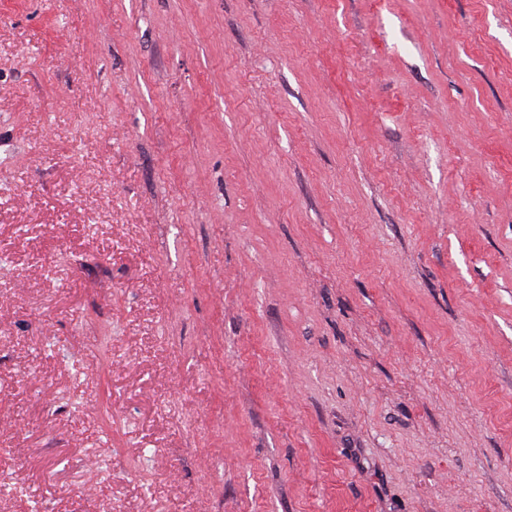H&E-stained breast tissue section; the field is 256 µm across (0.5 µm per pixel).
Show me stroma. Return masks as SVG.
Listing matches in <instances>:
<instances>
[{
  "label": "stroma",
  "instance_id": "obj_1",
  "mask_svg": "<svg viewBox=\"0 0 512 512\" xmlns=\"http://www.w3.org/2000/svg\"><path fill=\"white\" fill-rule=\"evenodd\" d=\"M0 512H512V0H0Z\"/></svg>",
  "mask_w": 512,
  "mask_h": 512
}]
</instances>
